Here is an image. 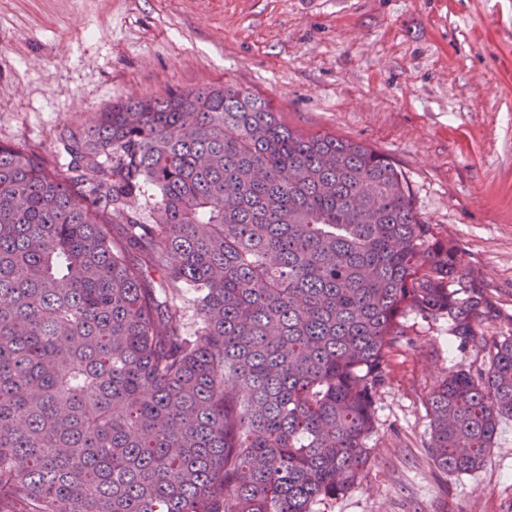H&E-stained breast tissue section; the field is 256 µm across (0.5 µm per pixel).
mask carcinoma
Here are the masks:
<instances>
[{
    "mask_svg": "<svg viewBox=\"0 0 512 512\" xmlns=\"http://www.w3.org/2000/svg\"><path fill=\"white\" fill-rule=\"evenodd\" d=\"M61 143H0V504L313 512L363 475L404 315L460 347L501 318L391 159L248 90L115 102ZM426 405L434 465L482 469L512 336Z\"/></svg>",
    "mask_w": 512,
    "mask_h": 512,
    "instance_id": "cac0c4a2",
    "label": "carcinoma"
}]
</instances>
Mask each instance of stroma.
<instances>
[{
	"label": "stroma",
	"mask_w": 512,
	"mask_h": 512,
	"mask_svg": "<svg viewBox=\"0 0 512 512\" xmlns=\"http://www.w3.org/2000/svg\"><path fill=\"white\" fill-rule=\"evenodd\" d=\"M204 86L387 155L512 317V0H0V142L53 160L113 102ZM404 321L364 476L314 512H512V419L475 473L425 448L427 394L486 350L458 348L447 320Z\"/></svg>",
	"instance_id": "1"
}]
</instances>
